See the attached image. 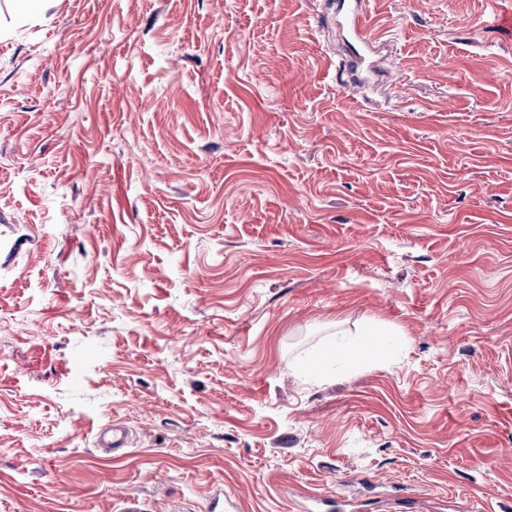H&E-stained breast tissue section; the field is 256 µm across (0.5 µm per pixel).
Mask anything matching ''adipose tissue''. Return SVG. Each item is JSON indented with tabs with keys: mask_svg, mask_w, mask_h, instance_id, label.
Returning a JSON list of instances; mask_svg holds the SVG:
<instances>
[{
	"mask_svg": "<svg viewBox=\"0 0 512 512\" xmlns=\"http://www.w3.org/2000/svg\"><path fill=\"white\" fill-rule=\"evenodd\" d=\"M369 354L385 357L388 356L389 351L385 338L378 336L372 326L366 325L358 330L356 337H334L327 340L316 356L300 363L298 373L305 380L320 381L324 379L330 362L336 360L357 362Z\"/></svg>",
	"mask_w": 512,
	"mask_h": 512,
	"instance_id": "ef3b65f1",
	"label": "adipose tissue"
}]
</instances>
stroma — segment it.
<instances>
[{
    "instance_id": "obj_1",
    "label": "stroma",
    "mask_w": 512,
    "mask_h": 512,
    "mask_svg": "<svg viewBox=\"0 0 512 512\" xmlns=\"http://www.w3.org/2000/svg\"><path fill=\"white\" fill-rule=\"evenodd\" d=\"M334 10L0 0V512H512V41L375 0L346 88ZM332 336H358L353 338L333 337L327 340L321 347L320 352L313 357L303 360L298 367L299 376L306 381H321L325 377L328 363L336 360H351L358 362L366 355L371 354L378 357L391 355L388 351L389 345L386 336L374 330L371 325L366 324L356 333H336ZM377 336V337H376Z\"/></svg>"
}]
</instances>
